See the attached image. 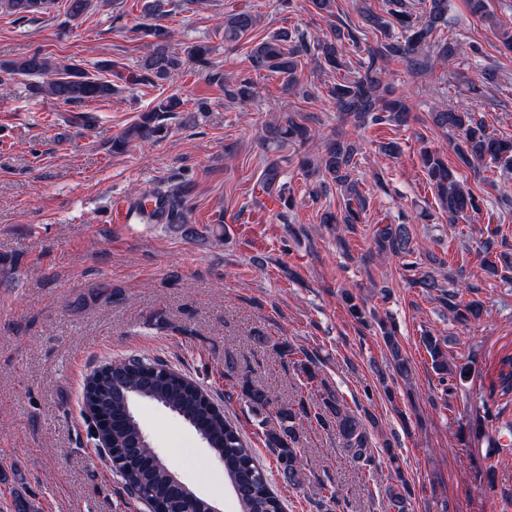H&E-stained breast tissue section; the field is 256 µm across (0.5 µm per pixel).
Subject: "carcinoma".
<instances>
[{
  "mask_svg": "<svg viewBox=\"0 0 512 512\" xmlns=\"http://www.w3.org/2000/svg\"><path fill=\"white\" fill-rule=\"evenodd\" d=\"M91 0H65L66 16L77 21L87 13ZM470 13L478 19L494 23L491 0H466ZM52 0H0L4 7L20 20L50 9ZM167 2L150 0L144 5L143 22L134 28L137 36L149 37L148 54L143 63V74L136 81L156 87L168 79L172 72L183 66L182 57L207 67L209 50L201 44H188L183 53L172 49L170 32L160 24L165 16ZM387 9L380 14L370 6H363L359 13L362 24L331 27V36L311 43L304 33L276 32L256 42L250 50L249 60L253 70H273L287 77L288 86L298 85L303 67L311 59L320 69L349 70L350 55L361 52L354 76L345 77L328 90L336 111L362 129L378 125H404L410 117L406 98L395 93L387 82L391 72L387 65L400 60L412 70L436 67L448 60L452 44L440 37L448 28V0H423V7L416 9L401 0H386ZM259 17L251 11L233 9L224 14V42L238 43L257 28ZM51 75L43 85L34 86L38 93L52 96L68 104L79 105L92 101H105L120 93L118 85L90 74L75 63L58 62L40 52L17 60L0 61V82L15 77ZM207 80L224 91L230 102L247 103L253 96L254 83L249 76L240 75L233 80L224 73L212 70ZM185 105L172 94L161 100L151 111L141 116V121L128 126L112 140V151L122 152L131 143L154 142L166 137L168 127L159 119L160 112H177ZM433 124L454 139L453 150L458 166L476 169L484 163L502 169H512V140L500 138L489 131L475 110H460L454 106L431 113ZM272 139L280 145L299 143L316 145V130L306 119L296 113H287L272 129ZM361 153L359 141L336 136L322 144L315 162L314 172L320 176L315 194L336 186L344 200V209L333 214L326 212L322 223L336 231L339 244L347 246L346 235L356 232L360 215L366 212L368 200L359 190V181L352 178ZM422 168L431 191L434 192L448 223L454 224L468 214L481 209L480 197L466 188L456 175L457 166L434 147L423 144L419 149ZM284 167L278 159L266 161L259 177L264 194L277 198L284 207H290L286 185L282 182ZM132 207L146 218L149 224H160L165 231L185 239L207 242L220 239L222 224H193L187 215L184 191L179 187L161 184L152 191L138 195ZM496 232H488L481 246V266L487 274L509 282L512 280V260L504 253L498 261H491L495 254ZM375 243L378 250L402 262L408 272V283L426 292H440L439 300L455 313L457 319L468 322L482 315V305L477 301L463 303L459 288L464 284V269L459 268L440 281L424 272L419 263L411 260L416 252L412 233L407 224H386L376 229ZM20 275L18 261L0 255V286H11ZM386 348L391 355V366L402 380L410 378V366L402 356L394 332L381 326ZM423 343L428 351L432 369L441 382L466 379L469 368L448 364V354L441 339L426 334ZM315 358L303 352V358L292 362L295 370L311 382L316 379ZM498 387L507 394L512 391V355L500 359ZM240 397L257 415L265 430V444L276 457L278 471L290 485L301 483L300 418L316 421L324 430H335L342 451L353 461L365 466L376 465V456L369 426L365 420L347 410L343 397L326 388L319 399L298 406L279 399L271 389L246 378L239 383ZM83 393L89 405L100 409L108 448L104 452L118 462V474L125 492L132 498L143 495L159 512H215L213 502L189 490L179 479L174 467L161 458L149 454L148 437L136 419V408L142 402H152L180 417L206 442L216 456L224 458V477L231 485L240 512H284L283 504L274 491L268 472L256 461L253 450L243 440L238 429L224 416L207 391L196 381L171 370L164 364L144 363L137 359L112 363L109 374L90 373L85 379ZM381 453L394 465V477L386 489L387 512H409V484L397 464V456L390 443H384Z\"/></svg>",
  "mask_w": 512,
  "mask_h": 512,
  "instance_id": "1",
  "label": "carcinoma"
}]
</instances>
